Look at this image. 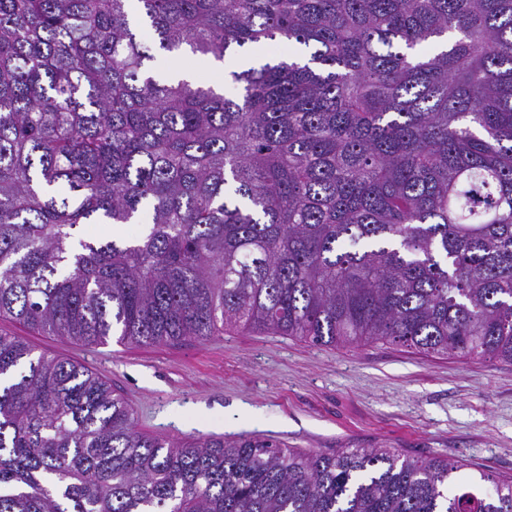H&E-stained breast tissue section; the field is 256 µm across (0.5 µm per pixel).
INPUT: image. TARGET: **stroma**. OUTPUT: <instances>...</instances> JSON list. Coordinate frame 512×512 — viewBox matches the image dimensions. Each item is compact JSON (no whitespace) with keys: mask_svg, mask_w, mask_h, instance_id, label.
Masks as SVG:
<instances>
[{"mask_svg":"<svg viewBox=\"0 0 512 512\" xmlns=\"http://www.w3.org/2000/svg\"><path fill=\"white\" fill-rule=\"evenodd\" d=\"M84 365L125 398L137 430L192 439L259 435L302 451L394 448L460 461L457 475L512 478V363L426 357L383 343L321 346L231 330L207 341L135 346L0 332Z\"/></svg>","mask_w":512,"mask_h":512,"instance_id":"stroma-1","label":"stroma"}]
</instances>
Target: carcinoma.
<instances>
[{
    "mask_svg": "<svg viewBox=\"0 0 512 512\" xmlns=\"http://www.w3.org/2000/svg\"><path fill=\"white\" fill-rule=\"evenodd\" d=\"M223 60L160 81L145 37ZM83 224H143L80 237ZM88 344L226 329L512 363V0H0V316ZM390 448L140 433L0 333V512H512Z\"/></svg>",
    "mask_w": 512,
    "mask_h": 512,
    "instance_id": "1",
    "label": "carcinoma"
}]
</instances>
